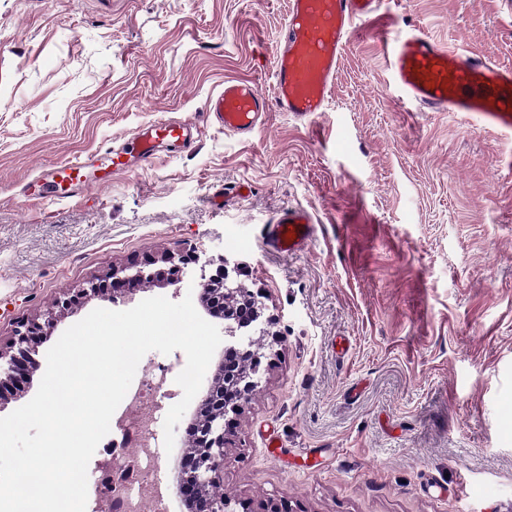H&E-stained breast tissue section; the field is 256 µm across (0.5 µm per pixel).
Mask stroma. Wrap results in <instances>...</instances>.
I'll return each instance as SVG.
<instances>
[{"label": "stroma", "instance_id": "35a3bbf8", "mask_svg": "<svg viewBox=\"0 0 512 512\" xmlns=\"http://www.w3.org/2000/svg\"><path fill=\"white\" fill-rule=\"evenodd\" d=\"M287 3L0 0V349L111 267L195 257L177 283L82 301L40 353L96 308L200 302L224 258L274 319L232 335L214 321L216 357L248 342L263 354L257 388L225 418L235 512H512V142L408 103L378 41L420 29L512 66V0H392L347 44L325 111L225 131L207 102L228 78L273 96ZM186 119L193 146L149 167L65 199L23 191L48 166ZM287 207L313 219L291 255L263 237ZM144 363L168 378L154 479L170 512H186L173 491L201 401L165 450L186 356L151 351ZM469 482L494 493L463 500Z\"/></svg>", "mask_w": 512, "mask_h": 512}]
</instances>
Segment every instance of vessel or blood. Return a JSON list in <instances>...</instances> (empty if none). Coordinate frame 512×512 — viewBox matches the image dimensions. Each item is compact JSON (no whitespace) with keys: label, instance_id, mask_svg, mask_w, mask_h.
<instances>
[{"label":"vessel or blood","instance_id":"b4317fda","mask_svg":"<svg viewBox=\"0 0 512 512\" xmlns=\"http://www.w3.org/2000/svg\"><path fill=\"white\" fill-rule=\"evenodd\" d=\"M382 0H288L287 23L273 65L274 98H267L251 80H228L208 102L226 131L246 134L270 109L298 117L324 111L336 79L342 51L357 35L358 20L372 14ZM384 66L395 87L430 112H459L482 127L512 136V68L479 54L443 45L418 32L398 41H384ZM193 126L184 121L141 127L112 150L113 167L125 158L150 165L160 144L190 146ZM88 163L65 165L28 183V194L42 182L65 193L93 185ZM312 218L288 209L267 228L278 251L291 254L312 232Z\"/></svg>","mask_w":512,"mask_h":512}]
</instances>
